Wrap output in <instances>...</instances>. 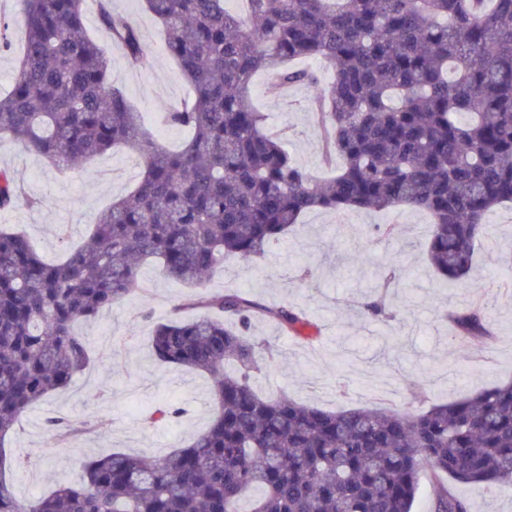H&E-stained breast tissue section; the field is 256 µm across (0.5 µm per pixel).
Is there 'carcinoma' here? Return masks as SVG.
<instances>
[{"label": "carcinoma", "instance_id": "cac0c4a2", "mask_svg": "<svg viewBox=\"0 0 512 512\" xmlns=\"http://www.w3.org/2000/svg\"><path fill=\"white\" fill-rule=\"evenodd\" d=\"M86 0H16L23 35L0 139L55 166L125 147L143 161L128 195L112 201L82 243L46 261L19 229L0 228V443L22 414L96 363L75 326L139 290L140 266L202 287L224 256L263 257L310 211L423 210L432 217L431 266L465 285L490 237L488 215L512 202V0H144L193 91L164 113L190 131L176 152L156 141L112 79L110 50L132 68L148 45L100 0L112 48L86 32ZM319 59L334 70L290 66ZM262 71L302 87L321 132L314 180L265 129L249 100ZM18 185L0 168V211ZM181 308L203 313L155 325V359L208 374L214 411L187 446L153 457H91L81 478L31 502L7 488L0 447V512H412L422 467L465 484L512 486V382L421 412H336L251 385L264 346L252 321L298 336L305 313L264 307L238 291L206 293ZM364 316L389 318L382 300ZM459 333L488 331L482 310L454 316ZM438 512H468L447 486Z\"/></svg>", "mask_w": 512, "mask_h": 512}]
</instances>
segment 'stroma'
Wrapping results in <instances>:
<instances>
[{
    "mask_svg": "<svg viewBox=\"0 0 512 512\" xmlns=\"http://www.w3.org/2000/svg\"><path fill=\"white\" fill-rule=\"evenodd\" d=\"M112 8L135 22L150 47L134 70L113 53L112 77L157 138L179 149L187 131L162 124L161 116L190 90L164 51L163 30L142 0H112ZM250 97L266 113L269 128L287 130L290 156L320 172V130L305 107L306 90L282 94L259 73ZM1 160L22 192L12 210L0 212V224L21 227L49 261L78 242L113 199L134 188L142 172L138 156L124 149L59 169L8 139L0 140ZM489 222L492 236L483 249L495 259H476L465 288L442 287L426 259L428 216L401 207L310 212L263 258L226 259L207 289L241 290L269 307L300 308L317 324L318 335L306 340L268 319L253 321L252 334L273 346L272 358L253 379L261 395L285 394L329 411H402L451 402L512 380V205L498 207ZM379 224L397 225V237H380ZM140 279L146 300H122L80 325L97 364L31 407L5 440L15 460L7 484L20 502L78 479L89 457L113 450L163 454L184 447L208 426L213 408L208 375L161 365L151 349L155 325L178 318L188 290L163 278L149 261ZM379 294L393 316L368 320L360 305ZM479 303L485 306L489 338L456 339L447 312ZM164 404L182 408L183 416L148 422L147 414ZM53 416L66 417L69 430L50 433L47 421ZM452 490L467 501L469 512H512V491L459 483Z\"/></svg>",
    "mask_w": 512,
    "mask_h": 512,
    "instance_id": "35a3bbf8",
    "label": "stroma"
}]
</instances>
